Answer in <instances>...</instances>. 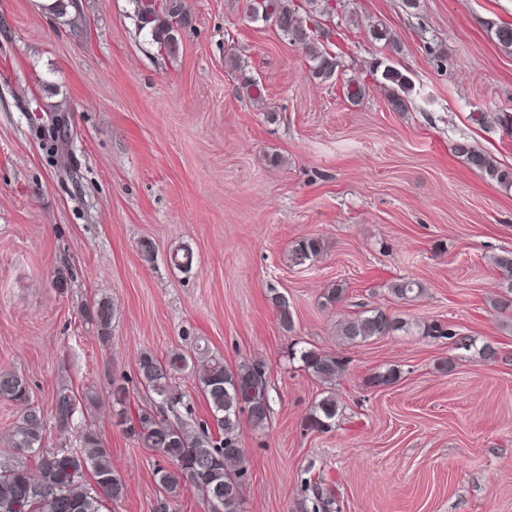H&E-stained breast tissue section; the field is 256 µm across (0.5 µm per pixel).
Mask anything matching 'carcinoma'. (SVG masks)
Masks as SVG:
<instances>
[{
	"mask_svg": "<svg viewBox=\"0 0 512 512\" xmlns=\"http://www.w3.org/2000/svg\"><path fill=\"white\" fill-rule=\"evenodd\" d=\"M138 29L148 31L153 41L166 53L178 52L177 34L192 24V17L178 0H133ZM251 18L272 24L289 42L304 53L310 62L312 75L323 81L331 80L339 62L325 48L332 35L336 7L332 0H251ZM376 64L375 68H380ZM383 68V67H381ZM382 79L387 88V104L394 112L408 111L411 92L409 79L398 69L386 66ZM454 152L488 180L504 189L512 188V169H504L489 154L469 141L454 146ZM323 249L320 239L304 237L295 242L290 257L295 265L317 257ZM171 262L183 269L193 265V253L181 246L170 254ZM499 281L512 279V251H504L493 260ZM390 294L401 301H411L423 293L422 285L409 278L391 283ZM271 304L279 328L291 333L294 314L287 298L273 293ZM112 304L102 301L87 312L96 324L100 339L106 342L112 331ZM404 328L394 314L372 308L336 323V337L345 344L366 343L389 336ZM422 334L445 338L453 348L469 351L475 340L438 321L423 324ZM299 359L308 374L327 386L325 395L314 406L308 426L323 431L335 420L339 405L336 380L347 367L344 359L320 349L305 348ZM188 371L197 382L213 421L196 425L190 421L193 411L185 407L181 416L180 400L172 397V374ZM138 382L148 393L150 405L141 408L137 416H128V388H113L112 405L116 422L125 428L137 443L161 454L164 464L156 470L158 481L169 503L193 489L205 497L212 512H241V481L248 471L247 458L240 446L242 421L262 428L270 417V396L267 365L251 358L229 368L224 358L207 346H195L189 354L173 352L161 360L150 353L138 363ZM0 400L22 407L19 422L4 436L5 447L12 452L0 457V512H102L104 502L124 496L125 487L112 468V457L102 437L87 428L76 448H43L44 414L30 402L26 379L18 372L0 369ZM78 411L77 400L67 388L55 398L57 426L66 432ZM174 419H169L168 415ZM34 459L30 467L21 460ZM92 481H87V477Z\"/></svg>",
	"mask_w": 512,
	"mask_h": 512,
	"instance_id": "cac0c4a2",
	"label": "carcinoma"
}]
</instances>
